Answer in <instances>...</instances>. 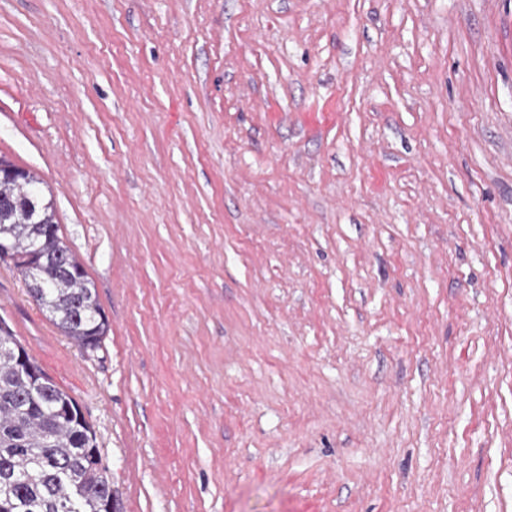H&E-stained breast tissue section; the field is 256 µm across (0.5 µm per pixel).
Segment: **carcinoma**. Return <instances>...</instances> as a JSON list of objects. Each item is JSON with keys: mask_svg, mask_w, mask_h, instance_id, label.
Returning a JSON list of instances; mask_svg holds the SVG:
<instances>
[{"mask_svg": "<svg viewBox=\"0 0 512 512\" xmlns=\"http://www.w3.org/2000/svg\"><path fill=\"white\" fill-rule=\"evenodd\" d=\"M0 159V260L9 259L46 318L84 349L107 332L95 289L66 245L42 181ZM25 355L31 370L18 362ZM96 435L79 404L0 320V512H117Z\"/></svg>", "mask_w": 512, "mask_h": 512, "instance_id": "1", "label": "carcinoma"}]
</instances>
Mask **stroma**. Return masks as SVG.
I'll return each mask as SVG.
<instances>
[{
	"label": "stroma",
	"instance_id": "35a3bbf8",
	"mask_svg": "<svg viewBox=\"0 0 512 512\" xmlns=\"http://www.w3.org/2000/svg\"><path fill=\"white\" fill-rule=\"evenodd\" d=\"M0 157L120 512H512V0H0ZM0 159V260L10 259L46 318L81 348L99 347L107 332L95 289L66 245L43 182ZM1 172L3 173L1 176Z\"/></svg>",
	"mask_w": 512,
	"mask_h": 512
}]
</instances>
